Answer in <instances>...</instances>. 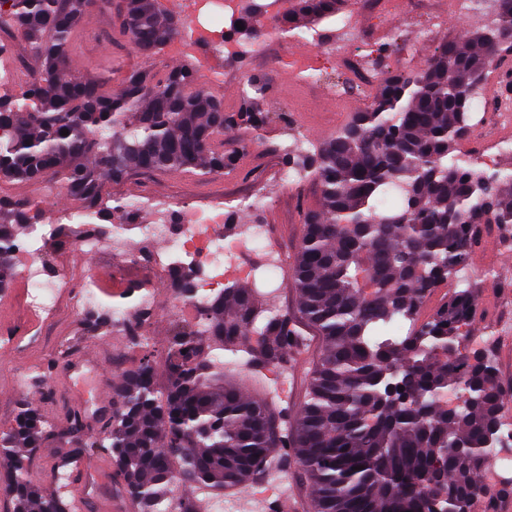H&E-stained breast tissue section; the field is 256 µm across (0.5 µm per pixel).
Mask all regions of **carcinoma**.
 Segmentation results:
<instances>
[{"label": "carcinoma", "instance_id": "carcinoma-1", "mask_svg": "<svg viewBox=\"0 0 512 512\" xmlns=\"http://www.w3.org/2000/svg\"><path fill=\"white\" fill-rule=\"evenodd\" d=\"M8 2L0 25L22 34L41 69L0 96V185L55 184L77 202L58 224L110 222L108 185L134 171L233 170L224 132L267 121L270 89L260 79H248L239 107L226 112L195 67H157L155 56L180 27L159 17L156 0ZM500 2L492 26L443 42L417 73L383 74L369 107L314 151L289 152L288 169L321 188L319 207L303 215L293 264L299 323L266 313L249 288H226L209 300L201 325L174 331L165 390L148 354L112 384V420L91 447L112 457L113 477L140 512H172L175 500L179 512H209L224 490L290 456L312 485L311 512H469L488 493L481 475L505 394L491 351H462L477 305L473 285L456 284L487 225L512 228V172L483 170L475 151L461 149L475 90L512 52V6ZM344 4L291 0L273 28L300 36L335 20ZM96 7L117 11L120 34L151 60L126 73L116 97L67 67L72 36ZM263 14L256 2L241 7L244 29L224 38L257 35ZM29 210L0 188V286ZM193 278L181 266L171 285L187 295ZM440 288L447 292L426 313ZM110 315L107 305L90 312L87 332H107ZM395 320L412 324L408 335L382 336ZM305 326L320 337L321 353L307 399L282 433L270 404L224 382V364L206 350L240 353L250 366L278 364ZM450 391L460 399L454 407L444 402ZM51 431L27 403L0 434V496L12 512H72L28 480L17 451L39 447ZM174 471L191 496L176 498Z\"/></svg>", "mask_w": 512, "mask_h": 512}]
</instances>
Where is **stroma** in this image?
Here are the masks:
<instances>
[{"instance_id": "obj_1", "label": "stroma", "mask_w": 512, "mask_h": 512, "mask_svg": "<svg viewBox=\"0 0 512 512\" xmlns=\"http://www.w3.org/2000/svg\"><path fill=\"white\" fill-rule=\"evenodd\" d=\"M402 13L394 17L376 15L370 0H346L344 10L352 25L342 31L339 25L328 26L324 38L328 41L349 39L364 66L375 73L418 71L425 67L434 48L443 41L458 39L467 24L456 13L454 0H401ZM428 7L443 18V27L434 35H426L406 25L405 15ZM222 69L209 93L223 98L226 110L239 105L240 85L249 77L264 79L271 88L268 101L270 115L264 127L257 131L236 129L224 136L225 149L237 150L238 170L221 176L203 177L184 173H133L124 181L109 185L115 197L138 198L144 193L170 202L182 218H189L198 199L211 196L233 197L249 188H258L266 196L261 209H241L235 215L240 224H265L285 258L282 270V291L279 297L261 296L264 307L279 314L296 317L297 296L293 286L294 256L302 236V214L314 208L320 199V187L314 177L296 182H283L281 175L288 148L301 142L304 148L317 147L346 125L352 115L367 108L375 93V85L347 90L342 97L302 87L288 72L274 66L262 55L237 56L233 50L217 54ZM72 73L87 78H106L109 92L122 88L127 71L144 66V58L135 52L113 27L108 16L91 12L77 28L68 60ZM9 190L18 198L31 202V214L36 223L51 222L53 212L62 208L65 197L47 183H16ZM470 278L475 286L476 303L483 315L472 332L489 326L497 311L512 312V244H503L492 230H485L480 245L472 254ZM491 268L497 274L499 287L490 286L481 270ZM168 288L156 291L157 314L151 328L149 350L131 344L127 337L107 333L98 337L85 336L83 324L71 307L62 306L55 325L41 337L38 348L21 349L16 361L0 362V433L14 424L21 404L38 401L42 414L53 431L41 447L25 450L29 475H36L45 462L75 456L85 443L86 432L95 426V418L104 409L96 398V381L102 372L112 368V350L121 347L127 366L139 364L144 354H151L156 367L158 385H166L165 353L175 319L167 311L165 297ZM304 344L293 349L286 363L271 364L260 369L240 364L232 354L224 356V370L230 380L245 393L267 399L279 420L291 419L304 404L312 370L319 357L321 341L313 332H306ZM96 351L100 365L91 367L80 379L84 400L70 404L59 391L56 381L64 362L72 355ZM81 419L80 430L70 427L72 416Z\"/></svg>"}]
</instances>
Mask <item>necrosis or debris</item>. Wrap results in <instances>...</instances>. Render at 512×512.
<instances>
[{
	"instance_id": "1",
	"label": "necrosis or debris",
	"mask_w": 512,
	"mask_h": 512,
	"mask_svg": "<svg viewBox=\"0 0 512 512\" xmlns=\"http://www.w3.org/2000/svg\"><path fill=\"white\" fill-rule=\"evenodd\" d=\"M150 208L153 222L136 225L132 237L128 236L126 227L117 224L29 225L12 254L14 275L5 287L6 292H18L22 312L35 315L42 326L51 324L61 305L72 306L81 316L100 305L101 292L94 284L92 273L75 274L62 262L46 256L45 242L59 233L68 237L77 252L106 253L120 258L125 265L143 268L165 283L170 282L175 267L180 265L204 266L211 281L223 283L225 258L247 252L262 253L269 279H276L283 267L282 254L268 244L266 226L240 224L235 232H227L221 203L201 202L192 219L183 224L170 223L168 203L154 201ZM160 241L166 242L174 255L173 264L160 265L154 250ZM112 283L135 300L130 307H112L113 327L122 332L134 327L142 334H149V322L140 321L139 315L153 311V287L130 282L118 271L113 272Z\"/></svg>"
}]
</instances>
